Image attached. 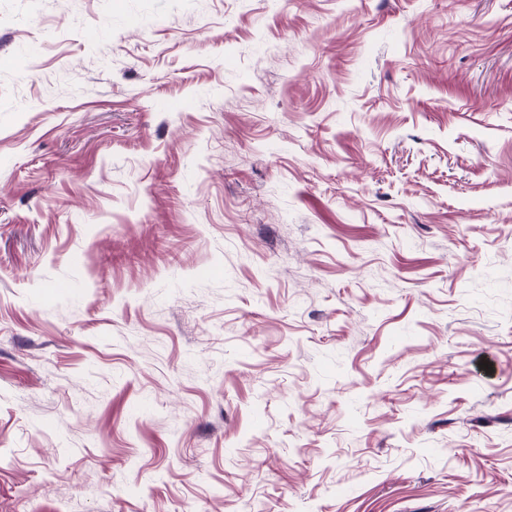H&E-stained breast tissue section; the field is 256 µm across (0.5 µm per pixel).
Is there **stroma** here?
I'll return each instance as SVG.
<instances>
[{"label":"stroma","instance_id":"stroma-1","mask_svg":"<svg viewBox=\"0 0 512 512\" xmlns=\"http://www.w3.org/2000/svg\"><path fill=\"white\" fill-rule=\"evenodd\" d=\"M0 512H512V0H0Z\"/></svg>","mask_w":512,"mask_h":512}]
</instances>
